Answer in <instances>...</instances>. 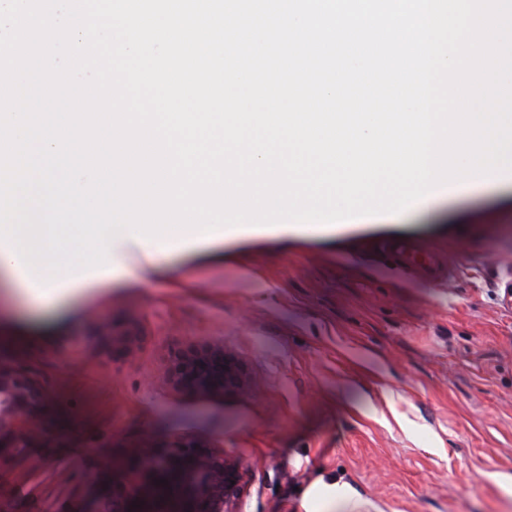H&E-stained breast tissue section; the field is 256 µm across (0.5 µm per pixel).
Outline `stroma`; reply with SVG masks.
<instances>
[{
    "label": "stroma",
    "mask_w": 512,
    "mask_h": 512,
    "mask_svg": "<svg viewBox=\"0 0 512 512\" xmlns=\"http://www.w3.org/2000/svg\"><path fill=\"white\" fill-rule=\"evenodd\" d=\"M391 239L446 254L454 279L424 282L374 252ZM224 251L222 264L168 251L150 277L46 306L0 283V361L48 391L41 437L0 466V512L91 507L132 478L141 448L176 435L239 461V512H303L320 479L368 512H512V197ZM215 343L248 392L176 388L171 353Z\"/></svg>",
    "instance_id": "1"
}]
</instances>
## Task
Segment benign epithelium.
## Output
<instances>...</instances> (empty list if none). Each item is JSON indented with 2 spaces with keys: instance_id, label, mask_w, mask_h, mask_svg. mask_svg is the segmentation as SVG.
<instances>
[{
  "instance_id": "benign-epithelium-1",
  "label": "benign epithelium",
  "mask_w": 512,
  "mask_h": 512,
  "mask_svg": "<svg viewBox=\"0 0 512 512\" xmlns=\"http://www.w3.org/2000/svg\"><path fill=\"white\" fill-rule=\"evenodd\" d=\"M171 377L176 386L199 395L247 390L243 366L222 344L175 351ZM46 401L37 379L0 362V462L40 436L34 416ZM132 469L135 479L112 485L91 512H238L240 465L204 442L175 436L161 449H142ZM160 479L168 484H155ZM134 501L144 505L134 508Z\"/></svg>"
}]
</instances>
